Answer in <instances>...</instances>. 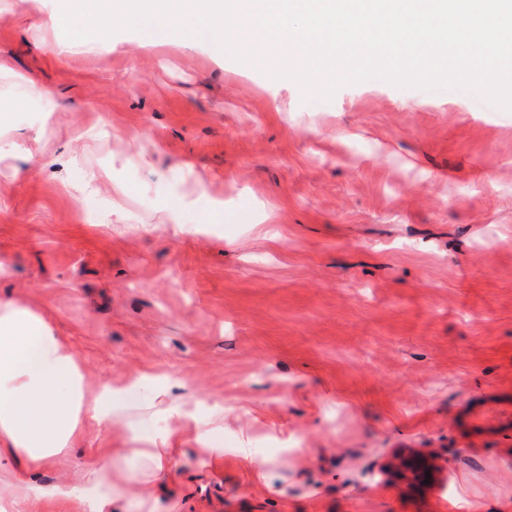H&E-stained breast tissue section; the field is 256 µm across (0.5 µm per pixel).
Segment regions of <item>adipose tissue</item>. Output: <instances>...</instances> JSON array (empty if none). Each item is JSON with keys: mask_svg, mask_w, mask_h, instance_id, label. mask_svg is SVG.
Segmentation results:
<instances>
[{"mask_svg": "<svg viewBox=\"0 0 512 512\" xmlns=\"http://www.w3.org/2000/svg\"><path fill=\"white\" fill-rule=\"evenodd\" d=\"M142 410L140 433L131 447L93 464L82 486H34L38 496L66 498L89 512H147L157 486L176 466L175 451L156 445L160 416L179 411L164 393L103 384L88 392L74 348L45 317L11 300H0V444L27 463L47 462L72 448L85 420L109 427L116 411Z\"/></svg>", "mask_w": 512, "mask_h": 512, "instance_id": "obj_1", "label": "adipose tissue"}]
</instances>
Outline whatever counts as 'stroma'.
Returning <instances> with one entry per match:
<instances>
[{
	"mask_svg": "<svg viewBox=\"0 0 512 512\" xmlns=\"http://www.w3.org/2000/svg\"><path fill=\"white\" fill-rule=\"evenodd\" d=\"M57 9L0 0V298L75 346L90 389H191L170 447L193 452L223 409V456L178 461L154 512H502L512 112L379 80L306 102L181 34L58 57ZM87 169L111 180L75 194ZM137 426L86 422L41 483H84ZM246 448L275 458L272 481ZM402 448L446 459V483L386 482ZM24 467L0 449L7 512H85L35 498Z\"/></svg>",
	"mask_w": 512,
	"mask_h": 512,
	"instance_id": "35a3bbf8",
	"label": "stroma"
}]
</instances>
